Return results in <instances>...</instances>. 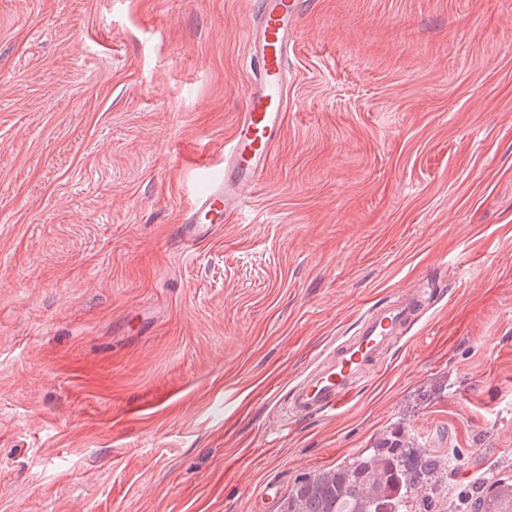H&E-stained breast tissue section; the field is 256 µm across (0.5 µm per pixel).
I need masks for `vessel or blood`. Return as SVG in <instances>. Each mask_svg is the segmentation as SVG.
<instances>
[{"label":"vessel or blood","instance_id":"obj_1","mask_svg":"<svg viewBox=\"0 0 512 512\" xmlns=\"http://www.w3.org/2000/svg\"><path fill=\"white\" fill-rule=\"evenodd\" d=\"M251 4V80L245 112L224 148L222 170H203L210 188L182 218L183 225L197 235L223 223L242 206V189L266 169L286 129L288 53L307 0H251ZM434 292L431 285L400 291L372 305L353 331L340 333L290 388L286 415L301 419L340 412L420 320Z\"/></svg>","mask_w":512,"mask_h":512}]
</instances>
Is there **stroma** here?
Listing matches in <instances>:
<instances>
[{"mask_svg":"<svg viewBox=\"0 0 512 512\" xmlns=\"http://www.w3.org/2000/svg\"><path fill=\"white\" fill-rule=\"evenodd\" d=\"M249 0H0V512H280L395 428L512 477V0H310L245 204L181 217L245 110ZM336 417L290 382L393 291ZM434 292L433 283L427 281L426 288L396 292L372 305L353 331L336 336V343L290 388L286 415L336 416L420 320Z\"/></svg>","mask_w":512,"mask_h":512,"instance_id":"stroma-1","label":"stroma"}]
</instances>
